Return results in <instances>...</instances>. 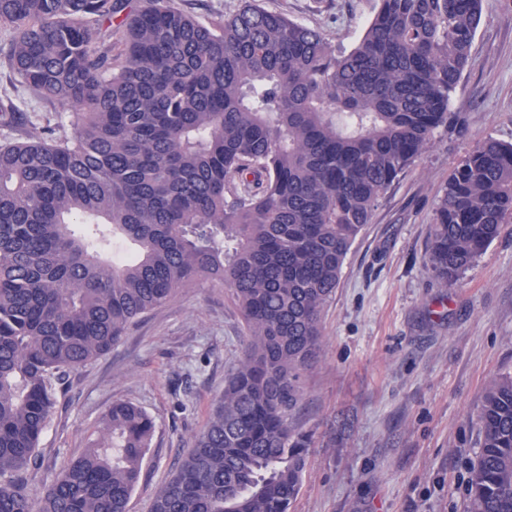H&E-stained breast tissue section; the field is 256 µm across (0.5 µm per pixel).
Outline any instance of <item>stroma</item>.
Segmentation results:
<instances>
[{"mask_svg":"<svg viewBox=\"0 0 512 512\" xmlns=\"http://www.w3.org/2000/svg\"><path fill=\"white\" fill-rule=\"evenodd\" d=\"M351 51L380 0H257ZM0 24V144L71 135L76 115L21 82ZM457 123L391 185L353 241L301 375L293 424L314 438L292 512H467L491 377L512 375V223L451 286L427 265L429 228L450 174L476 144L512 142V0H483L452 95ZM246 329L232 290L184 288L131 325L112 351L57 382V401L26 474L50 483L96 438L112 402L155 422L129 512L151 500L206 424L241 356Z\"/></svg>","mask_w":512,"mask_h":512,"instance_id":"35a3bbf8","label":"stroma"}]
</instances>
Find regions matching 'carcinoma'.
Masks as SVG:
<instances>
[{
  "mask_svg": "<svg viewBox=\"0 0 512 512\" xmlns=\"http://www.w3.org/2000/svg\"><path fill=\"white\" fill-rule=\"evenodd\" d=\"M359 44L247 0L204 25L145 0H0L21 80L78 111L71 137L0 144V512H128L154 421L118 401L84 455L27 490L54 382L206 279L230 286L239 365L150 512H288L311 439L301 373L353 240L448 125L482 0H380ZM124 13L122 51L89 21ZM512 222V143L448 178L428 264L443 285ZM138 246L106 257L112 239ZM469 512H512V376L487 384Z\"/></svg>",
  "mask_w": 512,
  "mask_h": 512,
  "instance_id": "1",
  "label": "carcinoma"
}]
</instances>
